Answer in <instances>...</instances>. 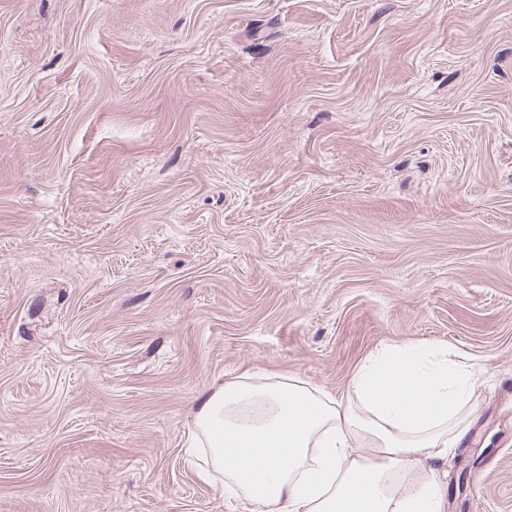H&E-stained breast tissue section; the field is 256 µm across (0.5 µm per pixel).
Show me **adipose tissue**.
Returning a JSON list of instances; mask_svg holds the SVG:
<instances>
[{
  "instance_id": "obj_1",
  "label": "adipose tissue",
  "mask_w": 512,
  "mask_h": 512,
  "mask_svg": "<svg viewBox=\"0 0 512 512\" xmlns=\"http://www.w3.org/2000/svg\"><path fill=\"white\" fill-rule=\"evenodd\" d=\"M481 373L416 341L380 347L338 395L242 371L198 398L200 475L262 512H443L433 467L463 436Z\"/></svg>"
}]
</instances>
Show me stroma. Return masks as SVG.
<instances>
[{
    "label": "stroma",
    "instance_id": "35a3bbf8",
    "mask_svg": "<svg viewBox=\"0 0 512 512\" xmlns=\"http://www.w3.org/2000/svg\"><path fill=\"white\" fill-rule=\"evenodd\" d=\"M404 340L512 512V0H0V512H259L197 397Z\"/></svg>",
    "mask_w": 512,
    "mask_h": 512
}]
</instances>
